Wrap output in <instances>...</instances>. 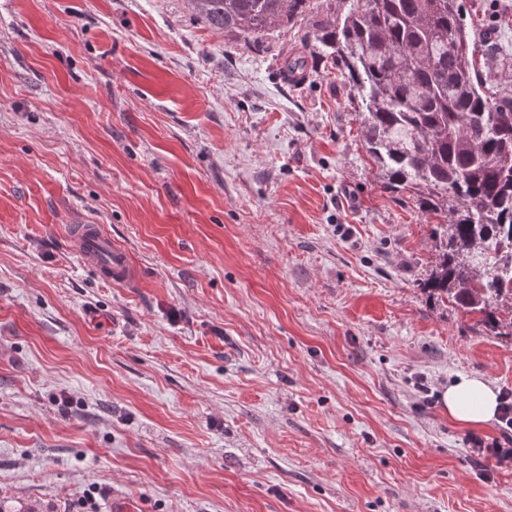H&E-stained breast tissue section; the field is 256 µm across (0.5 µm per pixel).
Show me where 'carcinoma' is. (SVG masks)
<instances>
[{"label": "carcinoma", "instance_id": "1", "mask_svg": "<svg viewBox=\"0 0 512 512\" xmlns=\"http://www.w3.org/2000/svg\"><path fill=\"white\" fill-rule=\"evenodd\" d=\"M224 33L263 35L310 0H190ZM361 96L367 153L394 192L444 218L429 295L512 336V94L470 50L462 0H352L315 35Z\"/></svg>", "mask_w": 512, "mask_h": 512}]
</instances>
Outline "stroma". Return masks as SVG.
Returning <instances> with one entry per match:
<instances>
[{"label": "stroma", "mask_w": 512, "mask_h": 512, "mask_svg": "<svg viewBox=\"0 0 512 512\" xmlns=\"http://www.w3.org/2000/svg\"><path fill=\"white\" fill-rule=\"evenodd\" d=\"M313 0L260 38L188 0H0V512H512L441 392L512 337L428 299ZM512 53V0H463ZM85 215L135 287L70 246Z\"/></svg>", "instance_id": "obj_1"}]
</instances>
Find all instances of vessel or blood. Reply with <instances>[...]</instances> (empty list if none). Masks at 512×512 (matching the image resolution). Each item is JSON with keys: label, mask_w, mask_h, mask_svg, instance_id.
<instances>
[{"label": "vessel or blood", "mask_w": 512, "mask_h": 512, "mask_svg": "<svg viewBox=\"0 0 512 512\" xmlns=\"http://www.w3.org/2000/svg\"><path fill=\"white\" fill-rule=\"evenodd\" d=\"M71 241L83 260L97 266L107 279L127 287L134 284L127 252L103 235L98 225L86 219L76 220Z\"/></svg>", "instance_id": "b4317fda"}]
</instances>
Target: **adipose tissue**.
Masks as SVG:
<instances>
[{
  "label": "adipose tissue",
  "mask_w": 512,
  "mask_h": 512,
  "mask_svg": "<svg viewBox=\"0 0 512 512\" xmlns=\"http://www.w3.org/2000/svg\"><path fill=\"white\" fill-rule=\"evenodd\" d=\"M440 403L454 421L478 427L496 415L498 396L481 378L461 374L442 391Z\"/></svg>",
  "instance_id": "ef3b65f1"
}]
</instances>
